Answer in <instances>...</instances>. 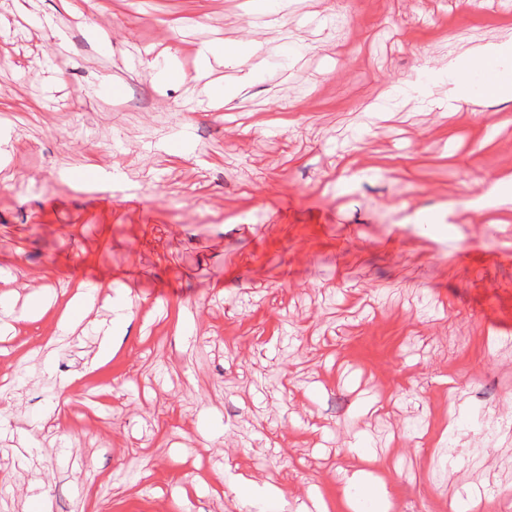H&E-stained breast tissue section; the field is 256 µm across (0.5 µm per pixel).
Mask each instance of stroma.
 <instances>
[{"label":"stroma","mask_w":512,"mask_h":512,"mask_svg":"<svg viewBox=\"0 0 512 512\" xmlns=\"http://www.w3.org/2000/svg\"><path fill=\"white\" fill-rule=\"evenodd\" d=\"M510 38L512 0H0V512H259L226 472L348 512L353 448L405 512H512V204L448 221L512 105L408 89ZM255 41L210 105L199 47Z\"/></svg>","instance_id":"1"}]
</instances>
